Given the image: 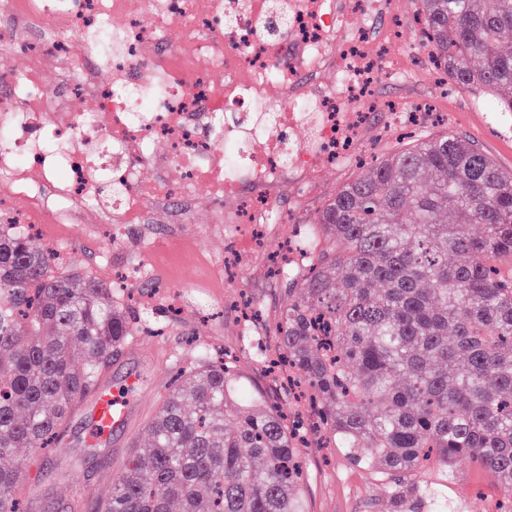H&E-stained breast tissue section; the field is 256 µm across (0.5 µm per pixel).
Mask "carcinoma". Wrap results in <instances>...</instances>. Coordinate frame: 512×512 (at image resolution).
Here are the masks:
<instances>
[{"mask_svg":"<svg viewBox=\"0 0 512 512\" xmlns=\"http://www.w3.org/2000/svg\"><path fill=\"white\" fill-rule=\"evenodd\" d=\"M419 3L450 83L512 112L500 44L512 0ZM316 224L274 336L317 421L203 354L173 377L147 453L132 450L89 512H307L311 434L380 476L390 512H447L428 473L463 463L488 472L499 512H512V173L453 132L407 136L361 165ZM136 320L110 283L0 224V459L53 447ZM22 467L0 466V512H24Z\"/></svg>","mask_w":512,"mask_h":512,"instance_id":"carcinoma-1","label":"carcinoma"}]
</instances>
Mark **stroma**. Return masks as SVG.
<instances>
[{
    "label": "stroma",
    "mask_w": 512,
    "mask_h": 512,
    "mask_svg": "<svg viewBox=\"0 0 512 512\" xmlns=\"http://www.w3.org/2000/svg\"><path fill=\"white\" fill-rule=\"evenodd\" d=\"M375 94L385 100L432 106L433 115L419 126V134L453 131L479 144L500 169L512 172V112H501L493 97L454 89L440 94L429 72L419 73L412 81L381 79ZM358 171L355 164L343 169L327 166L318 197L309 209L294 214V222L301 228H311L326 201ZM208 221V212L201 210L195 223L178 228L169 214L157 212L147 228L126 227L118 243L113 242L108 228L96 238L88 237L80 224H47L41 228V241H59L69 265L105 280L129 265L144 262L155 275L140 281L138 291L157 297L174 291L178 315L172 319L166 307L144 306V316L165 322L163 334L139 333L130 338L104 375L105 384L123 393L132 410L128 426L114 431L105 443L89 446L93 404L88 400L79 404L68 420L60 445L32 456L25 466L22 482L28 490V512H73L78 498L106 493L120 478L131 440L148 444L147 424L167 396L174 371L194 358L185 344L187 337H196L200 346L220 347L236 357L245 385L261 384L278 405L310 414L306 403L289 400L287 381L268 373L258 356L244 349L240 338L241 307L247 303L260 316L262 344H274L275 320L288 285L287 277L272 272V261L281 252V236L269 237L262 253L244 260L231 283L224 284L211 277L210 269L235 248L237 232L231 227L221 233L210 232ZM144 233L152 238L146 252L138 244ZM301 457L308 512H384L386 504L379 482L350 464L338 449L323 448L314 441L302 449ZM436 481L448 501L449 512H496L501 492L496 481L484 472L463 465L454 477L440 475Z\"/></svg>",
    "instance_id": "obj_1"
}]
</instances>
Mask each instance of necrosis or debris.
Wrapping results in <instances>:
<instances>
[{
  "mask_svg": "<svg viewBox=\"0 0 512 512\" xmlns=\"http://www.w3.org/2000/svg\"><path fill=\"white\" fill-rule=\"evenodd\" d=\"M403 2L0 0V222L93 235L180 199L258 249L355 162L361 113L428 117L370 95L408 75Z\"/></svg>",
  "mask_w": 512,
  "mask_h": 512,
  "instance_id": "obj_1",
  "label": "necrosis or debris"
}]
</instances>
